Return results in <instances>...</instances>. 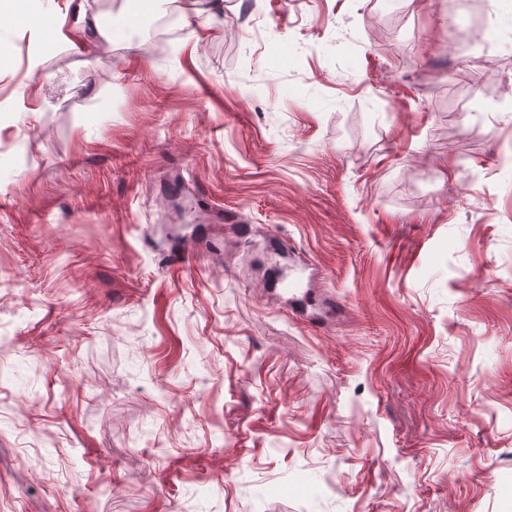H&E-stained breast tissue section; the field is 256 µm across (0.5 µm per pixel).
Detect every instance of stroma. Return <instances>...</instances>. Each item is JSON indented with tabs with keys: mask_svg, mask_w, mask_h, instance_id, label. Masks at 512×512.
Returning <instances> with one entry per match:
<instances>
[{
	"mask_svg": "<svg viewBox=\"0 0 512 512\" xmlns=\"http://www.w3.org/2000/svg\"><path fill=\"white\" fill-rule=\"evenodd\" d=\"M498 12L0 10V512H512Z\"/></svg>",
	"mask_w": 512,
	"mask_h": 512,
	"instance_id": "1",
	"label": "stroma"
}]
</instances>
